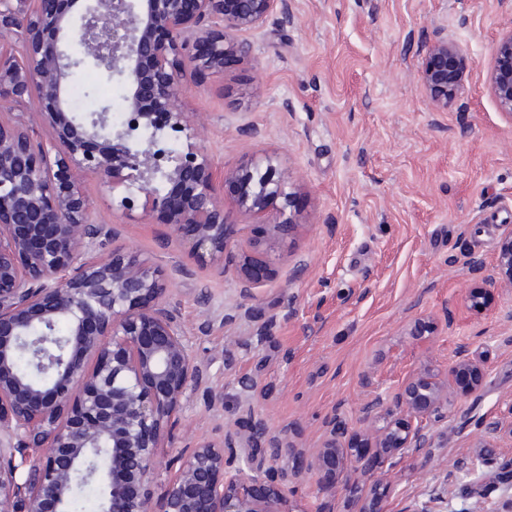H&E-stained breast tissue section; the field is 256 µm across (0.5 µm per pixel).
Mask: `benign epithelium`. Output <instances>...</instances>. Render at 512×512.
I'll return each instance as SVG.
<instances>
[{
  "mask_svg": "<svg viewBox=\"0 0 512 512\" xmlns=\"http://www.w3.org/2000/svg\"><path fill=\"white\" fill-rule=\"evenodd\" d=\"M0 0V512H68L75 489L100 490V512H286L285 487L311 480L336 497L320 467L350 462L372 474L381 457L363 448L343 453L344 427L331 423L323 447L309 456L288 434H268L254 405L255 381L239 380L243 414L215 439H193L160 498L151 484L165 432L190 395L207 386V365L193 354L167 299L164 273L151 258L123 247L103 248L112 226L91 219L92 202L80 186L97 175L130 210L165 217L171 234L191 252L223 257L229 216L223 182L236 187L238 208L269 226L283 242L295 227V192L271 156L224 169L217 180L208 152L197 144L198 124L180 111L184 65L179 49L193 48L204 71L222 72L228 43L275 11L290 16L289 0ZM128 91L129 118L111 123L102 104L79 118L68 100L77 70L70 45ZM491 87L512 116V33L496 46ZM465 69L460 47L440 38L428 50L420 81L432 104L448 107ZM43 135H35L34 128ZM186 149L171 145L177 134ZM483 260L468 259L475 275L472 301L486 286L512 288V232L504 235L495 277H481ZM67 319L65 336L34 330ZM41 372L17 368L21 350ZM453 380L474 389L483 375L469 347L456 352ZM453 407L448 388L415 375L392 404L374 399L366 411L375 447L389 456L431 448L432 425ZM287 454L293 474L275 462Z\"/></svg>",
  "mask_w": 512,
  "mask_h": 512,
  "instance_id": "benign-epithelium-1",
  "label": "benign epithelium"
}]
</instances>
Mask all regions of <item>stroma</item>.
I'll list each match as a JSON object with an SVG mask.
<instances>
[{
    "mask_svg": "<svg viewBox=\"0 0 512 512\" xmlns=\"http://www.w3.org/2000/svg\"><path fill=\"white\" fill-rule=\"evenodd\" d=\"M512 32V0H290L238 33L248 56L223 72L188 70L181 107L203 118L201 140L215 172L275 157L296 192L297 226L285 242L236 213L235 188L223 263L197 259L169 239L162 215L112 210L93 174L82 179L92 219L111 225L115 245L152 258L168 276L177 309L208 385L196 393L160 449L151 485L161 496L190 437L208 438L240 416L239 378L257 381L254 403L269 432L306 452L320 448L337 419L365 437L364 411L413 374L447 380L458 344L484 369L475 392L432 427L429 450L392 458L366 475L346 464L324 470L348 487L336 512H502L512 480L488 467L464 470L481 451L483 424L512 405V290H485L473 306L469 255L494 275L500 237L512 231V116L490 85L495 47ZM446 37L467 59L463 84L435 108L419 80L429 45ZM259 131L246 136L247 128ZM252 263V316L239 314L240 268ZM188 275H179V268ZM276 327L257 336L258 318ZM433 333L415 336L416 321ZM257 341L256 354L225 351L226 337Z\"/></svg>",
    "mask_w": 512,
    "mask_h": 512,
    "instance_id": "1",
    "label": "stroma"
}]
</instances>
